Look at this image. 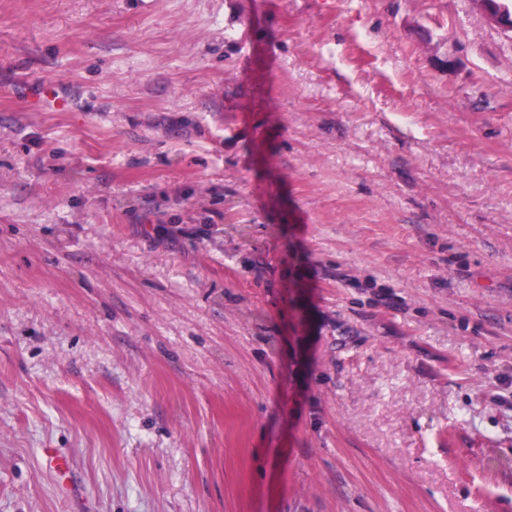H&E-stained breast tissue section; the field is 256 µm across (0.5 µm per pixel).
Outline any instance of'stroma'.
Here are the masks:
<instances>
[{
  "instance_id": "35a3bbf8",
  "label": "stroma",
  "mask_w": 512,
  "mask_h": 512,
  "mask_svg": "<svg viewBox=\"0 0 512 512\" xmlns=\"http://www.w3.org/2000/svg\"><path fill=\"white\" fill-rule=\"evenodd\" d=\"M0 512H512V36L0 0Z\"/></svg>"
}]
</instances>
